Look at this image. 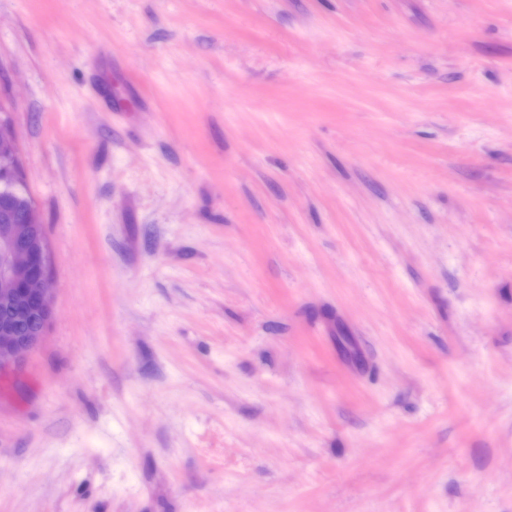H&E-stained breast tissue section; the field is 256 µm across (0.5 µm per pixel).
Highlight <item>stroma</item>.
I'll return each instance as SVG.
<instances>
[{
  "label": "stroma",
  "mask_w": 512,
  "mask_h": 512,
  "mask_svg": "<svg viewBox=\"0 0 512 512\" xmlns=\"http://www.w3.org/2000/svg\"><path fill=\"white\" fill-rule=\"evenodd\" d=\"M0 120V512H512V0H0ZM0 123V170L13 173L19 164L18 147L13 132L1 131ZM13 210L0 197V306L7 312L0 320V369L20 359L42 339L53 315L49 257L39 212L28 199L14 197ZM24 214L25 224L22 214ZM18 319L30 328L21 333Z\"/></svg>",
  "instance_id": "stroma-1"
}]
</instances>
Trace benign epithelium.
I'll return each instance as SVG.
<instances>
[{
    "label": "benign epithelium",
    "mask_w": 512,
    "mask_h": 512,
    "mask_svg": "<svg viewBox=\"0 0 512 512\" xmlns=\"http://www.w3.org/2000/svg\"><path fill=\"white\" fill-rule=\"evenodd\" d=\"M19 164L14 134L0 130V170L12 173ZM25 223L0 217V369L20 359L42 339L53 315L49 257L39 212L28 199H14ZM30 328L22 333L18 320Z\"/></svg>",
    "instance_id": "7a95c632"
}]
</instances>
